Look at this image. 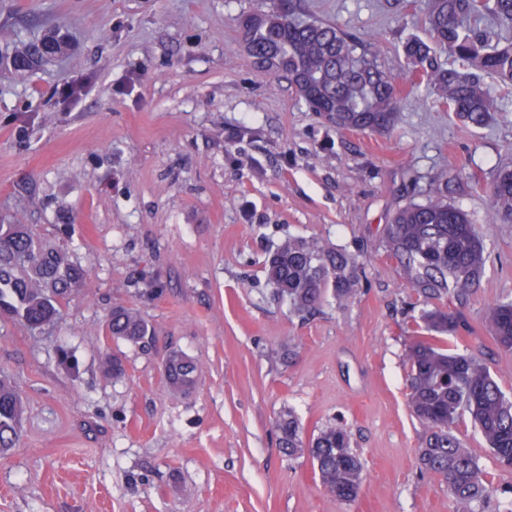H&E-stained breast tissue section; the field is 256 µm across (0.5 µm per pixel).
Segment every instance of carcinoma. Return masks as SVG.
<instances>
[{
	"mask_svg": "<svg viewBox=\"0 0 512 512\" xmlns=\"http://www.w3.org/2000/svg\"><path fill=\"white\" fill-rule=\"evenodd\" d=\"M486 17L512 27V0H427V37L410 35L402 42L405 58L422 73L436 100L474 128L487 126L512 94V42L503 44L481 28L478 22ZM240 26L252 63L275 77L286 76L310 111L336 129L385 132L395 125L396 84L371 51L377 38L352 39L332 23L296 13L293 0H276L274 7L245 16ZM17 37L8 28L0 31V65L14 58L20 65L13 71L19 74L67 46L54 33L19 46L13 44ZM487 76L496 77L499 86L487 84ZM486 197L503 223L512 224V168L499 170ZM385 248L397 260L409 295L425 305L419 320L426 335L416 337L407 353L409 407L424 427L421 464L448 486L456 512H475L496 486L455 427L469 416L500 471L512 475V397L478 359L441 347L440 335L457 333L460 322L426 305L443 297L450 304L466 301L485 270L484 244L466 213L438 190L398 212ZM358 265L357 257L316 239L289 237L269 253L265 272L273 296L304 315L329 290L340 303L353 299L359 292ZM85 277L65 251L35 237L28 225L0 224L1 317L41 331L54 323ZM487 325L496 343L512 350V299L492 308ZM108 329L116 339L149 344L148 323L132 308L115 307ZM196 371L183 352L173 350L165 359L166 380L176 394L195 384ZM24 413L21 396L0 375V452L12 447ZM277 428L282 451L309 457L328 494L348 503L358 498L364 465L344 428L327 425L307 438L290 409L280 413Z\"/></svg>",
	"mask_w": 512,
	"mask_h": 512,
	"instance_id": "obj_1",
	"label": "carcinoma"
}]
</instances>
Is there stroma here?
Wrapping results in <instances>:
<instances>
[{
    "instance_id": "1",
    "label": "stroma",
    "mask_w": 512,
    "mask_h": 512,
    "mask_svg": "<svg viewBox=\"0 0 512 512\" xmlns=\"http://www.w3.org/2000/svg\"><path fill=\"white\" fill-rule=\"evenodd\" d=\"M272 3L0 0L1 27L68 41L29 74H0V223L29 225L87 272L51 328L0 321V374L25 405L0 455V512H455L420 468L406 387L420 330L385 238L397 210L447 184L490 259L466 303L434 300L461 322L442 344L512 394V351L486 323L512 298V224L486 202L512 166V101L473 128L426 94L402 52L424 33L425 0H296L378 35L399 87L393 130H336L248 60L239 20ZM287 237L357 255V296L289 312L264 272ZM118 304L148 322L147 347L109 334ZM174 349L198 367L181 395L164 371ZM288 408L305 434L347 429L364 463L354 502L280 451Z\"/></svg>"
}]
</instances>
